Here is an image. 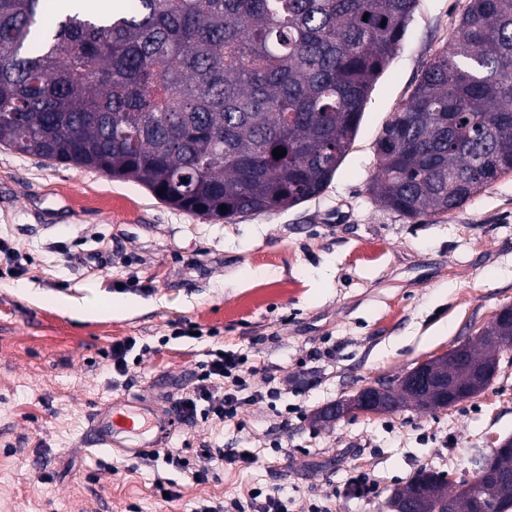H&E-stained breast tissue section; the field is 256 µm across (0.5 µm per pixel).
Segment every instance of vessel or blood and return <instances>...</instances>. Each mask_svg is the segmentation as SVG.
Returning a JSON list of instances; mask_svg holds the SVG:
<instances>
[{"instance_id":"1","label":"vessel or blood","mask_w":512,"mask_h":512,"mask_svg":"<svg viewBox=\"0 0 512 512\" xmlns=\"http://www.w3.org/2000/svg\"><path fill=\"white\" fill-rule=\"evenodd\" d=\"M177 426L175 413L150 409L132 397L99 405L88 420L83 441L92 450L122 448L137 454L153 448L156 435L172 433Z\"/></svg>"}]
</instances>
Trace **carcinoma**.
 Instances as JSON below:
<instances>
[{"label": "carcinoma", "mask_w": 512, "mask_h": 512, "mask_svg": "<svg viewBox=\"0 0 512 512\" xmlns=\"http://www.w3.org/2000/svg\"><path fill=\"white\" fill-rule=\"evenodd\" d=\"M416 3L133 0L99 15L70 0L47 26V0H0V145L136 182L209 221L294 207L340 167ZM509 172L512 0H469L387 123L369 191L413 219ZM506 335L487 325L465 363L443 364L448 379L485 390L482 364L503 350L491 337ZM498 446L499 478L472 495L421 468L391 499L430 492L451 512H509L512 438Z\"/></svg>", "instance_id": "obj_1"}]
</instances>
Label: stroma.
Returning <instances> with one entry per match:
<instances>
[{
  "mask_svg": "<svg viewBox=\"0 0 512 512\" xmlns=\"http://www.w3.org/2000/svg\"><path fill=\"white\" fill-rule=\"evenodd\" d=\"M467 4L418 0L332 181L276 214L213 223L137 183L0 148V238L28 258L18 275L0 262V512H197L275 487L289 512H390L392 488L419 468L475 478L478 460L512 437V348L491 385L455 408L312 421L475 340L512 305V172L417 219L369 192L386 123ZM89 305L114 312L72 316ZM130 337L120 374L104 354ZM216 349L245 354L252 389L277 387L278 399L159 438L184 470L119 449L88 454L81 436L98 405L134 393L169 411ZM221 448L254 459L231 465ZM360 475L373 483L362 496L350 490ZM160 478L173 499L157 494Z\"/></svg>",
  "mask_w": 512,
  "mask_h": 512,
  "instance_id": "obj_1",
  "label": "stroma"
}]
</instances>
